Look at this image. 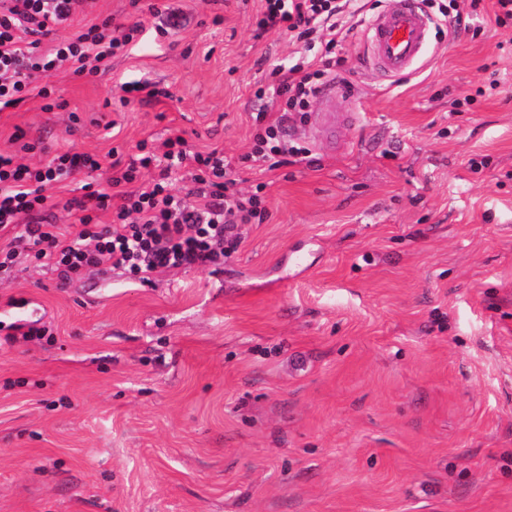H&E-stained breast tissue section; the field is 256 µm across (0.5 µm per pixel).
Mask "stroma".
I'll return each instance as SVG.
<instances>
[{
	"label": "stroma",
	"mask_w": 512,
	"mask_h": 512,
	"mask_svg": "<svg viewBox=\"0 0 512 512\" xmlns=\"http://www.w3.org/2000/svg\"><path fill=\"white\" fill-rule=\"evenodd\" d=\"M469 4L401 77L365 67L354 27L336 81L353 121L331 146L317 107L289 115L308 158L260 172L253 92L304 54L254 39L261 0H181L167 37L99 0L143 20L136 47L56 72V109L0 111V152L18 128L101 156L180 130L223 148L238 189L265 183L267 217L215 273L0 274V322L29 302L47 329L0 330V512H512V29ZM141 77L169 98L113 110Z\"/></svg>",
	"instance_id": "obj_1"
}]
</instances>
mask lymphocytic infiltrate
<instances>
[{"instance_id": "obj_1", "label": "lymphocytic infiltrate", "mask_w": 512, "mask_h": 512, "mask_svg": "<svg viewBox=\"0 0 512 512\" xmlns=\"http://www.w3.org/2000/svg\"><path fill=\"white\" fill-rule=\"evenodd\" d=\"M354 3L262 0L256 34L296 35L306 39L314 56L304 65L273 66L276 86L256 89L261 106L245 156L253 166L305 156L268 110L308 111L325 78L336 72L338 38L356 15ZM95 6L96 0H0V110L35 96L50 98L48 79L56 71L96 75L127 53L142 22L125 26L93 18ZM79 16L86 22L72 31ZM181 169L190 178L183 192L172 181ZM74 181L81 196L57 201L49 196V188ZM235 185L223 150H192L179 133L129 162L117 159L107 166L89 152L69 150L29 162L0 153V271L25 255L64 287L93 268L123 269L144 282L160 271L220 267L240 242V225L264 214L260 194H243ZM61 210L72 217L71 228L58 224ZM103 211L111 212L110 223H99Z\"/></svg>"}]
</instances>
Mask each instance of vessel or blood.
I'll use <instances>...</instances> for the list:
<instances>
[{"label": "vessel or blood", "mask_w": 512, "mask_h": 512, "mask_svg": "<svg viewBox=\"0 0 512 512\" xmlns=\"http://www.w3.org/2000/svg\"><path fill=\"white\" fill-rule=\"evenodd\" d=\"M430 19L420 0H394L390 9L374 16L366 25L364 46L372 68L387 77L410 72L422 57ZM320 115L314 125L323 138L336 137V89L329 86L319 95Z\"/></svg>", "instance_id": "b4317fda"}]
</instances>
